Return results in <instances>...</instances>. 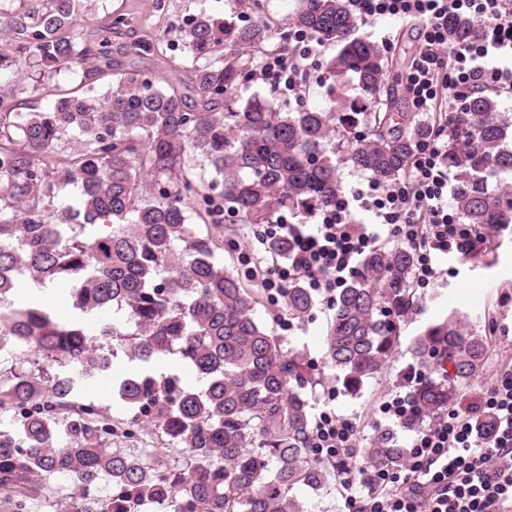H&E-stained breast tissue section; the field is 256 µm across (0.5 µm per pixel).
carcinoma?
Wrapping results in <instances>:
<instances>
[{
    "label": "carcinoma",
    "mask_w": 512,
    "mask_h": 512,
    "mask_svg": "<svg viewBox=\"0 0 512 512\" xmlns=\"http://www.w3.org/2000/svg\"><path fill=\"white\" fill-rule=\"evenodd\" d=\"M100 0H0V503L40 500L46 512H310L291 494L341 486L355 455L309 447L308 388L317 381L285 353L254 315L255 275L224 264L209 226L224 211L246 224H272L284 210L323 207L341 190L338 163L390 183L410 168L421 123L392 129L382 111L387 61L358 35L347 0H300L291 27L335 48L325 62L332 90L354 79L370 110L366 131L347 127L345 99L328 109L286 112L243 96L255 57L271 38L263 23L241 25L205 11L179 30L195 101L132 69L106 91L114 69L102 40L94 49L76 27ZM452 42L476 32L448 22ZM78 76L85 91L38 105L45 83ZM208 167L197 177L191 161ZM446 164L453 205L487 236L512 224V120L497 96L480 93L448 123ZM412 251L378 246L336 295L323 336L326 362L344 391L359 395L401 344L414 305ZM71 284L72 315L50 310L43 292ZM315 296L288 285L282 313L303 320ZM490 351L457 315L427 327L410 353L422 368L410 386L417 427L448 408L480 376ZM142 367L117 380L131 412L85 401L78 383L118 357ZM173 361L205 385L182 382ZM155 428L150 451L112 447L119 434ZM370 479L404 464L394 429L378 428L366 449ZM106 479L109 493H94ZM60 479L84 493L53 494Z\"/></svg>",
    "instance_id": "cac0c4a2"
}]
</instances>
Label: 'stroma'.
<instances>
[{"label":"stroma","instance_id":"stroma-1","mask_svg":"<svg viewBox=\"0 0 512 512\" xmlns=\"http://www.w3.org/2000/svg\"><path fill=\"white\" fill-rule=\"evenodd\" d=\"M297 0H259L246 5L243 15L249 21L262 22L272 29L265 51L277 49L287 22L294 14ZM230 0H109L106 10L130 15L132 27L112 35V57L124 66L152 73L160 86L181 92L189 91L190 77L182 67L183 53L179 46L152 50L136 57L126 56L124 47L134 40H151L168 30L181 26L186 16L200 10H230ZM393 32L395 45L388 52L393 72L402 71L419 48L417 31L395 21L364 23L362 36L379 41L384 32ZM447 282L418 289V311L409 314L402 324L401 346L385 363L375 379L367 383L358 396L347 394L335 371L325 361L324 328L331 314L327 302H318L310 319L287 327L275 326V336L284 351L301 353L305 363L323 378L311 400V414L331 410L354 418L360 427L356 448L370 447L376 427L396 426L394 418L380 411L383 402L404 395V378L413 362L409 345L414 336L427 326L447 320L450 312H459L464 331L486 337L491 355L477 381L462 388L456 405L474 400L480 385L490 382L503 362L512 360V237H496L486 251L473 259H451L447 262Z\"/></svg>","mask_w":512,"mask_h":512}]
</instances>
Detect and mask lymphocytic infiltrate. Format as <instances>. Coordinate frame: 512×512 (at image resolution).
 Instances as JSON below:
<instances>
[{
	"instance_id": "lymphocytic-infiltrate-1",
	"label": "lymphocytic infiltrate",
	"mask_w": 512,
	"mask_h": 512,
	"mask_svg": "<svg viewBox=\"0 0 512 512\" xmlns=\"http://www.w3.org/2000/svg\"><path fill=\"white\" fill-rule=\"evenodd\" d=\"M351 12L365 22L396 19L415 24L420 47L399 77L414 112L428 116L429 131L413 152L408 173L385 184L362 178L358 187L340 192L333 204L295 221L266 225L260 244L274 238L291 245L283 262L261 268L265 291L283 295L291 282L302 281L313 293L333 300L337 288L361 268L379 240L412 250L417 256L415 285L443 281V258H474L485 241L479 225L464 223L448 202L445 165L448 120L460 103L486 92L512 93V0H348ZM467 18L478 33L465 43L448 39V22ZM288 40L305 44L302 56L267 55L254 79H274L282 91L303 99L307 59L319 54L320 42L302 31ZM370 223L357 221V213ZM490 417L491 431L481 420ZM358 427L332 411L313 421L310 445L319 454L338 456L353 447ZM362 476L347 477L346 501L357 512H512V363L501 365L466 407L450 409L414 431L405 467L377 470L372 490L362 499L352 494Z\"/></svg>"
}]
</instances>
